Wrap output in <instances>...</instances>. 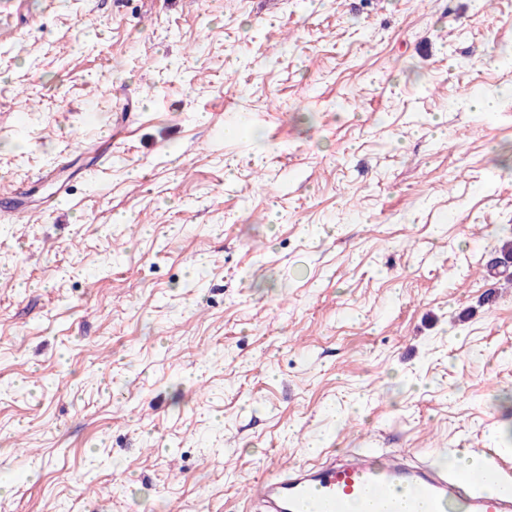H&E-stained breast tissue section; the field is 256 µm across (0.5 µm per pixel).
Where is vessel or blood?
Listing matches in <instances>:
<instances>
[{
    "label": "vessel or blood",
    "mask_w": 512,
    "mask_h": 512,
    "mask_svg": "<svg viewBox=\"0 0 512 512\" xmlns=\"http://www.w3.org/2000/svg\"><path fill=\"white\" fill-rule=\"evenodd\" d=\"M471 470L358 451L271 469L253 487L257 512H512V495L477 488Z\"/></svg>",
    "instance_id": "vessel-or-blood-1"
}]
</instances>
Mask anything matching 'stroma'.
I'll use <instances>...</instances> for the list:
<instances>
[{
	"label": "stroma",
	"instance_id": "35a3bbf8",
	"mask_svg": "<svg viewBox=\"0 0 512 512\" xmlns=\"http://www.w3.org/2000/svg\"><path fill=\"white\" fill-rule=\"evenodd\" d=\"M503 41L512 0H0V512L512 455Z\"/></svg>",
	"mask_w": 512,
	"mask_h": 512
}]
</instances>
